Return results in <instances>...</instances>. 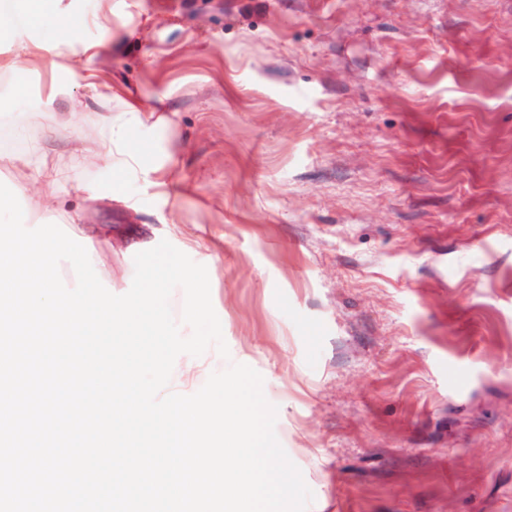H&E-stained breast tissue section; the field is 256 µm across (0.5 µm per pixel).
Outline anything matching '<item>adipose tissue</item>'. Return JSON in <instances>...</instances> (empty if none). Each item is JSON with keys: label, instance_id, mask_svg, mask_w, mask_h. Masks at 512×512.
I'll use <instances>...</instances> for the list:
<instances>
[{"label": "adipose tissue", "instance_id": "ef3b65f1", "mask_svg": "<svg viewBox=\"0 0 512 512\" xmlns=\"http://www.w3.org/2000/svg\"><path fill=\"white\" fill-rule=\"evenodd\" d=\"M152 131L142 114L130 109L105 116L95 127V140L114 169L147 177L151 171L142 162V146L150 141Z\"/></svg>", "mask_w": 512, "mask_h": 512}]
</instances>
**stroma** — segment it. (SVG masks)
<instances>
[{"label":"stroma","instance_id":"obj_1","mask_svg":"<svg viewBox=\"0 0 512 512\" xmlns=\"http://www.w3.org/2000/svg\"><path fill=\"white\" fill-rule=\"evenodd\" d=\"M0 38V183L206 266L307 512H512V0H57ZM160 116L126 177L89 122ZM76 113V140L48 111ZM64 173L55 181V173Z\"/></svg>","mask_w":512,"mask_h":512}]
</instances>
